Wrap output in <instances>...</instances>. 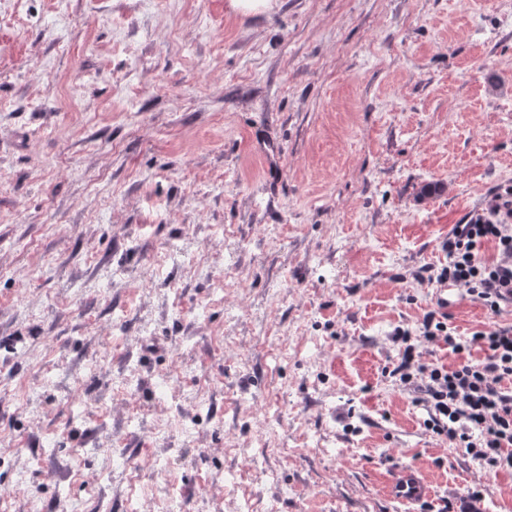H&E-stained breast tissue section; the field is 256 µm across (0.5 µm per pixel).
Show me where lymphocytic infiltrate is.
Segmentation results:
<instances>
[{
  "instance_id": "obj_1",
  "label": "lymphocytic infiltrate",
  "mask_w": 512,
  "mask_h": 512,
  "mask_svg": "<svg viewBox=\"0 0 512 512\" xmlns=\"http://www.w3.org/2000/svg\"><path fill=\"white\" fill-rule=\"evenodd\" d=\"M490 243L491 257L485 254ZM442 251L435 283L462 287L499 315L512 303V189L492 195L468 223L455 225ZM389 339L397 352L390 375L423 408L426 429L484 468L512 471V325L459 336L446 314L431 310L416 328L395 327ZM441 347L460 355V363L424 360V350ZM475 349L483 358H471Z\"/></svg>"
}]
</instances>
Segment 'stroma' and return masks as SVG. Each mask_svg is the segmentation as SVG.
Here are the masks:
<instances>
[{"mask_svg": "<svg viewBox=\"0 0 512 512\" xmlns=\"http://www.w3.org/2000/svg\"><path fill=\"white\" fill-rule=\"evenodd\" d=\"M498 2L0 0L9 512H164L173 489L204 512H512V472L425 430L388 340L432 310L454 225L512 187ZM447 315L512 324L460 288ZM407 465L416 506L384 492ZM387 492L391 499L403 504H419L430 496V488L417 466L397 469Z\"/></svg>", "mask_w": 512, "mask_h": 512, "instance_id": "obj_1", "label": "stroma"}]
</instances>
